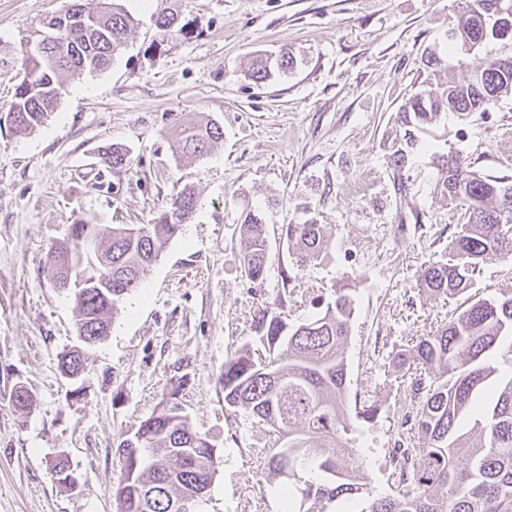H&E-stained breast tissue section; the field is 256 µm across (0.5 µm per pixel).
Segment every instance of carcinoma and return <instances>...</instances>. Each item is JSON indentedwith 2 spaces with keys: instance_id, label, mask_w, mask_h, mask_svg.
<instances>
[{
  "instance_id": "obj_1",
  "label": "carcinoma",
  "mask_w": 512,
  "mask_h": 512,
  "mask_svg": "<svg viewBox=\"0 0 512 512\" xmlns=\"http://www.w3.org/2000/svg\"><path fill=\"white\" fill-rule=\"evenodd\" d=\"M498 0H462L454 27L455 50L468 42L478 48L498 39L488 19ZM133 17L116 0H100L98 10L74 3L47 16L43 31L57 28L59 40L37 37L23 50V77L15 87L6 122L17 135L41 126L57 107L66 79L103 71L126 44ZM161 36L177 31L172 12L155 20ZM294 65L288 52L258 57L251 79L269 80ZM426 67L448 70V80L435 93H416L400 108V119L429 125L441 113L484 112L503 94L512 93V53L493 56L465 81L436 53ZM220 127L197 121L185 127L179 142L184 154L201 156L220 140ZM435 193L448 205L464 209L466 221L449 244V258L425 267L419 286L429 299L466 293L476 268L489 259L512 260V185L481 176L457 155L437 163ZM196 207L193 190L181 193L150 224L112 226L102 255L112 265V281L104 288L82 287L75 299L81 343L91 346L110 328L118 303L138 287L145 271L180 230L169 222L179 206ZM280 237L296 265L322 259L330 248L325 226L315 219L285 224ZM79 233L71 232L53 248L51 272L77 282L91 265L78 250ZM268 243L262 217L241 214L239 260L245 275L262 280L267 272ZM354 315L349 288L335 291L326 309L297 324L269 310L258 317L257 342L266 356L254 358L245 344L224 362L218 382L224 406L243 409L275 435L264 478L281 512H512V290L489 298L467 299L436 332L422 336L397 353L413 379L410 407L417 438L409 448L397 441L390 461L398 474L390 491L373 490L349 448L353 425L348 414L345 358ZM61 373L84 371L83 352L74 348L58 359ZM186 380L175 379L158 410L121 440L122 473L115 500L122 512H193L216 474L217 456L210 441L192 430L177 394ZM380 406L371 398L354 409L355 417L373 420Z\"/></svg>"
}]
</instances>
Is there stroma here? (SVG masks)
Returning a JSON list of instances; mask_svg holds the SVG:
<instances>
[{
  "instance_id": "35a3bbf8",
  "label": "stroma",
  "mask_w": 512,
  "mask_h": 512,
  "mask_svg": "<svg viewBox=\"0 0 512 512\" xmlns=\"http://www.w3.org/2000/svg\"><path fill=\"white\" fill-rule=\"evenodd\" d=\"M72 1L0 0V116L13 100L21 42ZM118 2L134 25L111 67L67 80L31 134L0 125V512H116L120 439L181 376L190 424L221 458L195 512H279L263 479L269 429L225 408L218 377L254 341L262 309L299 322L345 284L355 302L348 395L381 407L373 421H354L353 446L372 485L388 492L411 382L392 358L460 303L426 299L417 286L463 222L434 194L432 158L457 153L512 184V94L421 130L402 125L399 108L435 88L427 52L446 56L464 80L500 42L449 52L459 0ZM164 10L185 32L160 44L155 18ZM283 50L295 59L287 73L259 85L248 77L255 56ZM201 117L222 139L200 157L176 153L182 129ZM409 137L413 152L395 173L392 154ZM112 145L127 149V166L104 163ZM188 188L193 218L119 303L108 335L86 348L79 381L65 379L59 356L79 340L74 301L50 279L52 246L81 219L105 233L150 223ZM246 209L266 226L261 281L239 264ZM310 219L324 224L329 255L300 269L279 232ZM20 386L33 396L26 410L11 400ZM61 455L77 487L51 477Z\"/></svg>"
}]
</instances>
